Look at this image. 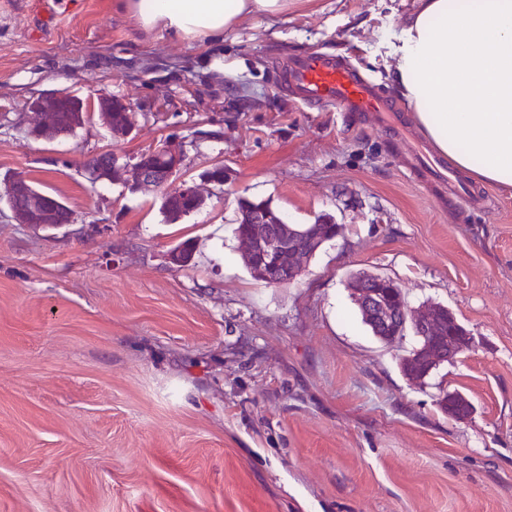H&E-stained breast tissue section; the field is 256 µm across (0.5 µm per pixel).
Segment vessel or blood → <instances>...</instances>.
<instances>
[{"label":"vessel or blood","instance_id":"b4317fda","mask_svg":"<svg viewBox=\"0 0 512 512\" xmlns=\"http://www.w3.org/2000/svg\"><path fill=\"white\" fill-rule=\"evenodd\" d=\"M281 83L303 103L333 105L343 112L388 113L391 107L370 80L358 74L338 57L309 53L286 62ZM413 164L422 177L438 188L445 199L465 201L468 191L454 173L422 147L414 148Z\"/></svg>","mask_w":512,"mask_h":512}]
</instances>
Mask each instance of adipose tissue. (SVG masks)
<instances>
[{
    "instance_id": "adipose-tissue-1",
    "label": "adipose tissue",
    "mask_w": 512,
    "mask_h": 512,
    "mask_svg": "<svg viewBox=\"0 0 512 512\" xmlns=\"http://www.w3.org/2000/svg\"><path fill=\"white\" fill-rule=\"evenodd\" d=\"M292 0H119L147 32L219 39ZM392 82L441 155L474 182L512 189V0H419Z\"/></svg>"
}]
</instances>
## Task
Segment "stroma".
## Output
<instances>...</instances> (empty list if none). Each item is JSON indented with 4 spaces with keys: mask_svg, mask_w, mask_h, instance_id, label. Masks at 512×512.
Returning a JSON list of instances; mask_svg holds the SVG:
<instances>
[{
    "mask_svg": "<svg viewBox=\"0 0 512 512\" xmlns=\"http://www.w3.org/2000/svg\"><path fill=\"white\" fill-rule=\"evenodd\" d=\"M415 7L297 0L215 41L146 33L115 0H0V176L26 173L73 215L35 231L0 203V512H512V191L477 183L448 206L408 166L386 69ZM308 50L368 75L395 116L285 91L278 62ZM60 91L129 102L132 133L94 118L28 136L29 101ZM173 141L178 181L225 174L174 223L162 191L82 167ZM243 198L344 232L266 284L233 232ZM363 271L448 308L472 350L410 380L420 339L373 336L348 286ZM453 392L468 419L439 409Z\"/></svg>",
    "mask_w": 512,
    "mask_h": 512,
    "instance_id": "35a3bbf8",
    "label": "stroma"
}]
</instances>
